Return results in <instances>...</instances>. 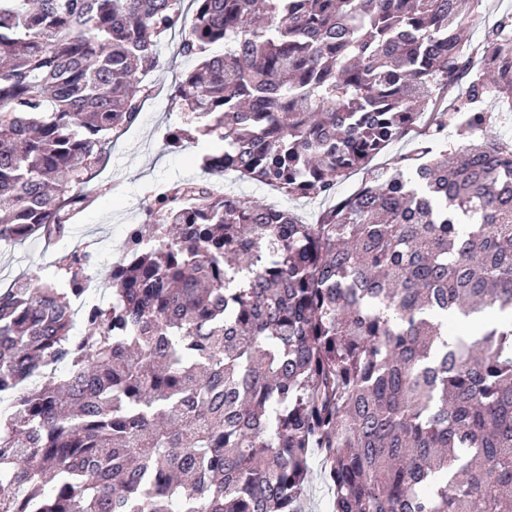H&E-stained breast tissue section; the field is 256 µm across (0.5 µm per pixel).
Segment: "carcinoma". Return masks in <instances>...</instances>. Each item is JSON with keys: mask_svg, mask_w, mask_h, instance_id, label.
Listing matches in <instances>:
<instances>
[{"mask_svg": "<svg viewBox=\"0 0 512 512\" xmlns=\"http://www.w3.org/2000/svg\"><path fill=\"white\" fill-rule=\"evenodd\" d=\"M190 2L203 166L336 202L177 183L108 301L81 249L1 288L0 512H302L314 453L331 512H512V319L444 339L512 313V14L471 45L481 0ZM180 3L0 0V247L68 234ZM415 142L416 134L412 132L405 138L392 143L383 154L374 158L371 165L382 166L393 163L399 156L409 153L414 148Z\"/></svg>", "mask_w": 512, "mask_h": 512, "instance_id": "obj_1", "label": "carcinoma"}]
</instances>
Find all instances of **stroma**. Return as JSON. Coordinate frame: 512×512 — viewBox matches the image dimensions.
I'll return each instance as SVG.
<instances>
[{
  "label": "stroma",
  "instance_id": "35a3bbf8",
  "mask_svg": "<svg viewBox=\"0 0 512 512\" xmlns=\"http://www.w3.org/2000/svg\"><path fill=\"white\" fill-rule=\"evenodd\" d=\"M180 40L176 31L162 46L159 63L148 77L152 92L139 118L111 134L107 161L92 181L93 201L77 215L69 236L53 242L31 238L0 249V288L9 287L30 269L37 270L42 279H57L59 257L76 247L90 254L95 284L102 289L110 287L112 265L103 261L102 255L119 256L128 225L145 223L150 195L158 188L197 181L223 192L267 200L268 187L203 169V157L215 148L210 140L196 134L181 146L168 144L169 132L190 126L184 112L173 104L172 93L183 75L198 64L197 59L179 52Z\"/></svg>",
  "mask_w": 512,
  "mask_h": 512
}]
</instances>
